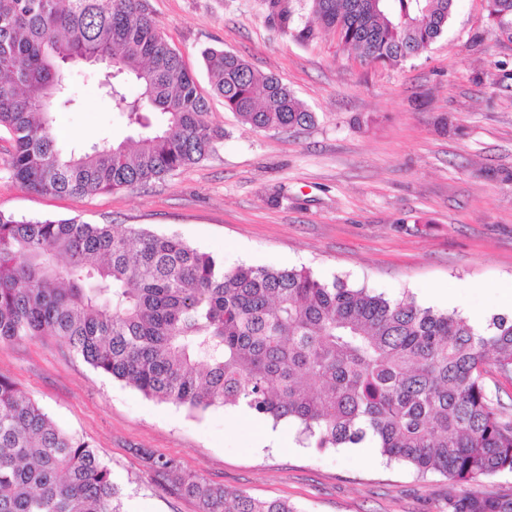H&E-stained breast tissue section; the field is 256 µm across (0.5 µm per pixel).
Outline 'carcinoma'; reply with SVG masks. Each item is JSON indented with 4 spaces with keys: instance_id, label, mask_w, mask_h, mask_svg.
Returning a JSON list of instances; mask_svg holds the SVG:
<instances>
[{
    "instance_id": "obj_1",
    "label": "carcinoma",
    "mask_w": 512,
    "mask_h": 512,
    "mask_svg": "<svg viewBox=\"0 0 512 512\" xmlns=\"http://www.w3.org/2000/svg\"><path fill=\"white\" fill-rule=\"evenodd\" d=\"M315 27L367 63L398 66L444 32L454 0H311ZM286 32L289 0H268ZM512 30V0H494ZM96 58L102 97L137 131L116 146H56L51 114L72 102L66 66ZM210 91L255 130L309 127L314 113L276 77L209 48ZM139 88L128 93V85ZM11 177L48 195L136 188L216 153L224 128L147 0H0V128ZM57 337L101 373L192 413L246 405L298 425L318 449L379 440L388 460L457 486L451 512H512L488 489L512 473V412L486 375L512 380V315L480 330L455 312L391 301L305 269L224 263L175 235L0 211V344ZM156 483L199 512H296L145 455ZM0 512H123L109 467L0 376Z\"/></svg>"
}]
</instances>
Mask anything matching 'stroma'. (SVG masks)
Wrapping results in <instances>:
<instances>
[{
  "mask_svg": "<svg viewBox=\"0 0 512 512\" xmlns=\"http://www.w3.org/2000/svg\"><path fill=\"white\" fill-rule=\"evenodd\" d=\"M148 3L201 88V53L221 48L281 80L314 125L255 131L214 96L209 120L225 132L216 153L92 196L38 195L15 182L3 165L12 140L0 130V212L175 235L228 268H305L440 311L447 293L492 306L512 287V41L487 0H455L447 31L398 67L361 62L330 31L298 38L308 0H292L285 33L268 22L265 0ZM68 72L74 100L54 115L58 145L129 137L101 99V72L84 63ZM0 375L94 449L123 489L125 512H197L154 483L143 449L297 512H448L453 486L439 473L417 475L376 450H320L286 422L287 444L263 443L233 409L192 414L147 399L56 339L0 344Z\"/></svg>",
  "mask_w": 512,
  "mask_h": 512,
  "instance_id": "obj_1",
  "label": "stroma"
}]
</instances>
